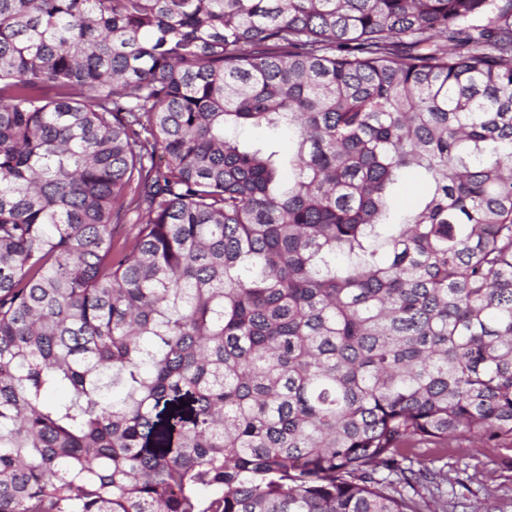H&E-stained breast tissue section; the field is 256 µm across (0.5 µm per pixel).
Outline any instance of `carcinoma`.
Listing matches in <instances>:
<instances>
[{
    "mask_svg": "<svg viewBox=\"0 0 512 512\" xmlns=\"http://www.w3.org/2000/svg\"><path fill=\"white\" fill-rule=\"evenodd\" d=\"M459 434L512 444V0H0V512H447ZM429 185L416 172L405 171L402 174L399 188L394 198V205L408 211L418 200L429 193Z\"/></svg>",
    "mask_w": 512,
    "mask_h": 512,
    "instance_id": "obj_1",
    "label": "carcinoma"
}]
</instances>
